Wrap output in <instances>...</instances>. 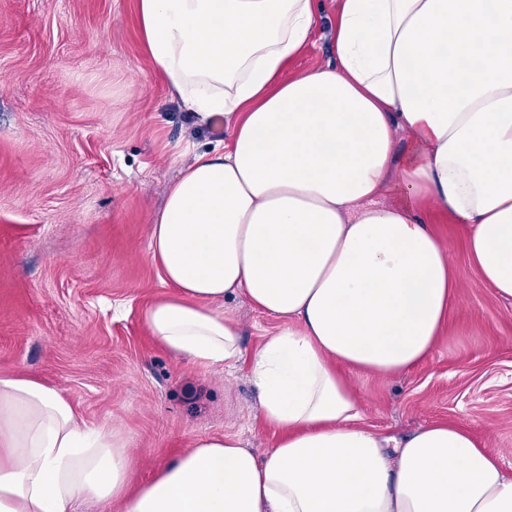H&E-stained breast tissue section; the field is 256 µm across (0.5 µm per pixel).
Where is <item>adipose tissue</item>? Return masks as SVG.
Masks as SVG:
<instances>
[{
	"mask_svg": "<svg viewBox=\"0 0 512 512\" xmlns=\"http://www.w3.org/2000/svg\"><path fill=\"white\" fill-rule=\"evenodd\" d=\"M331 2L333 61L292 74L314 0H137L170 94L231 130L153 217L150 259L175 294L146 323L172 355L233 368L230 300L279 320L252 362L273 448L199 437L135 486L123 436L54 386L0 376V512H512V473L467 428H366L340 372L431 356L456 294L435 216L466 229L512 303V0Z\"/></svg>",
	"mask_w": 512,
	"mask_h": 512,
	"instance_id": "adipose-tissue-1",
	"label": "adipose tissue"
}]
</instances>
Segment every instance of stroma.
<instances>
[{
  "label": "stroma",
  "mask_w": 512,
  "mask_h": 512,
  "mask_svg": "<svg viewBox=\"0 0 512 512\" xmlns=\"http://www.w3.org/2000/svg\"><path fill=\"white\" fill-rule=\"evenodd\" d=\"M221 141L152 70L136 0H0V376L55 386L87 424L118 429L135 485L198 437L237 433L259 456L275 441L251 363L278 320L231 301L244 358L230 370L175 358L146 326L171 293L149 259L152 216ZM434 230L455 309L421 365L353 375L362 423L404 436L451 420L511 471L512 305L492 296L461 227Z\"/></svg>",
  "instance_id": "stroma-1"
}]
</instances>
